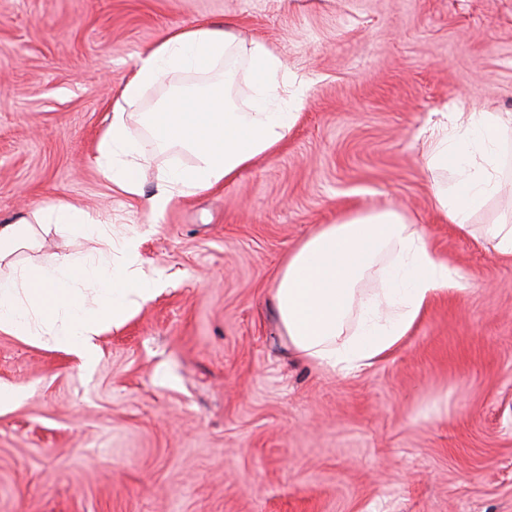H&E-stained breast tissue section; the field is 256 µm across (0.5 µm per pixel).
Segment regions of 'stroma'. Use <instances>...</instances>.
Instances as JSON below:
<instances>
[{"instance_id": "35a3bbf8", "label": "stroma", "mask_w": 512, "mask_h": 512, "mask_svg": "<svg viewBox=\"0 0 512 512\" xmlns=\"http://www.w3.org/2000/svg\"><path fill=\"white\" fill-rule=\"evenodd\" d=\"M232 21L302 79L283 145L159 215L94 162L167 30ZM178 73L150 89L149 112ZM512 113V0H0V215L64 198L141 235L166 287L99 340L0 332V512H512V261L430 204L422 132ZM144 140V190L192 164ZM402 207L463 274L404 347L348 375L298 359L272 287L353 208Z\"/></svg>"}]
</instances>
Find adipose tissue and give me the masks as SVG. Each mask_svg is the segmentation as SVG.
<instances>
[{
	"label": "adipose tissue",
	"instance_id": "1",
	"mask_svg": "<svg viewBox=\"0 0 512 512\" xmlns=\"http://www.w3.org/2000/svg\"><path fill=\"white\" fill-rule=\"evenodd\" d=\"M240 53L254 91L243 109L230 100L236 71L227 65ZM218 66L223 78L175 95L144 117L156 145L179 146L193 157L192 165L168 170L155 194L146 196L151 212H162L174 198L232 182L257 157L274 153L298 118L288 73L265 43L238 48L234 34L207 22L171 29L135 60L97 143L95 163L115 188L143 194V146L129 132L128 110L166 76ZM510 156L512 118L497 112L470 113L462 131H430L427 168L455 174L452 182L433 183V209L470 232L473 215L498 194ZM52 231L97 241L99 248L91 256L43 251V236ZM139 244L136 234L113 231L65 200L0 218V332L65 346L93 365L99 337L163 290L143 270ZM368 279L380 280V287L365 291ZM462 288V274L435 252L423 226L389 205L360 208L320 225L288 251L272 298L292 352L348 374L389 358L435 296Z\"/></svg>",
	"mask_w": 512,
	"mask_h": 512
}]
</instances>
